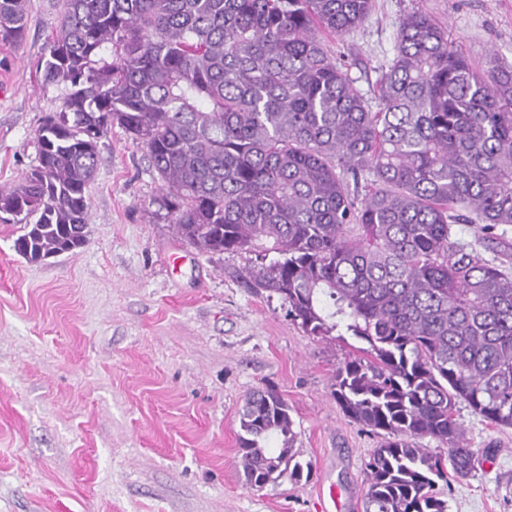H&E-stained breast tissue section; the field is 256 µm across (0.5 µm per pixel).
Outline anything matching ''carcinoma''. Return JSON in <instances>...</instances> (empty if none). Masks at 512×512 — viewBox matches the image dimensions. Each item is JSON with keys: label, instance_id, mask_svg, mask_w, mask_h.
<instances>
[{"label": "carcinoma", "instance_id": "carcinoma-1", "mask_svg": "<svg viewBox=\"0 0 512 512\" xmlns=\"http://www.w3.org/2000/svg\"><path fill=\"white\" fill-rule=\"evenodd\" d=\"M373 0H63L40 66L63 90L38 130V164L0 188V222L37 261L81 247L100 140L118 125L147 151L160 206L189 244L277 258L248 270L306 332L364 344L331 395L384 433L363 512H448L437 491L475 450L457 402L512 427V68L474 66L414 8L376 82L378 110L325 37ZM27 0H0L20 43ZM481 224L477 248L454 225ZM241 464L261 490L300 481L288 403L250 394ZM276 436L281 447L268 451ZM448 448L433 454L421 440Z\"/></svg>", "mask_w": 512, "mask_h": 512}]
</instances>
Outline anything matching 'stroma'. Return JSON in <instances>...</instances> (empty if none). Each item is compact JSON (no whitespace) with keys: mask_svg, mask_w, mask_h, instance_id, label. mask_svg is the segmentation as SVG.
<instances>
[{"mask_svg":"<svg viewBox=\"0 0 512 512\" xmlns=\"http://www.w3.org/2000/svg\"><path fill=\"white\" fill-rule=\"evenodd\" d=\"M417 6L478 67L512 65V0H374L327 43L366 98ZM60 11L28 0L25 39L0 41V187L36 165L37 130L61 107L38 67ZM161 195L145 149L115 127L99 144L82 247L32 263L14 249L22 225L0 223V512H362L381 437L331 395L359 341L308 335L281 299L247 287L254 253L199 252ZM266 388L287 401L294 451L312 468L258 491L240 464L239 412ZM456 416L479 461L439 485L448 512H512V428L463 402Z\"/></svg>","mask_w":512,"mask_h":512,"instance_id":"1","label":"stroma"}]
</instances>
